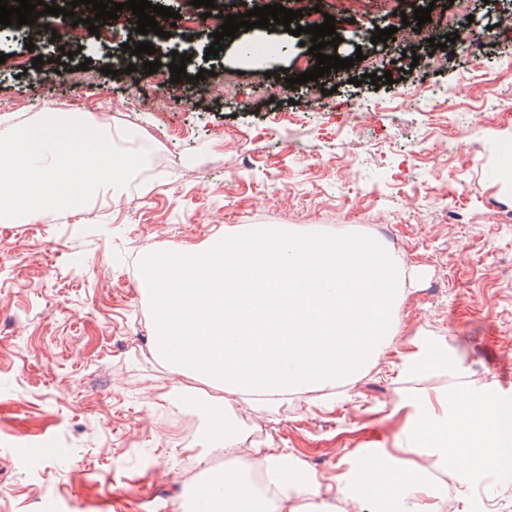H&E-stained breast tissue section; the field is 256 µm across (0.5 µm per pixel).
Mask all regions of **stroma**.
Masks as SVG:
<instances>
[{
  "label": "stroma",
  "mask_w": 512,
  "mask_h": 512,
  "mask_svg": "<svg viewBox=\"0 0 512 512\" xmlns=\"http://www.w3.org/2000/svg\"><path fill=\"white\" fill-rule=\"evenodd\" d=\"M451 17L454 43L405 54L371 44L364 28L386 27L379 0L334 16L343 57L375 55L393 84L289 86L304 52L298 37L253 28L257 61L229 43L201 61L202 42L157 39L158 54L204 64L197 83L107 76L123 32L84 35L73 58L51 48L33 68L22 41L0 63V129L58 112L111 114L119 129L170 131L169 153L146 167L112 205L98 197L83 211H44L0 226V512H170L166 495L185 492L179 463L204 453L205 420L174 388L152 354L154 317L131 255L199 247L222 231L264 224L331 238L389 232L409 262L400 306L402 338L350 392L310 393L278 411L247 410L256 447L285 449L322 484L335 483L368 448L386 452L408 438L400 397L435 398L483 390L512 404V0H418ZM498 26L472 50L467 37ZM88 70H80L81 62ZM233 72L225 83L223 72ZM463 210L467 221L448 214ZM444 342L448 373L400 377L393 363L421 337ZM453 512H512V471L451 465Z\"/></svg>",
  "instance_id": "obj_1"
}]
</instances>
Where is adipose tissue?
Instances as JSON below:
<instances>
[{"mask_svg":"<svg viewBox=\"0 0 512 512\" xmlns=\"http://www.w3.org/2000/svg\"><path fill=\"white\" fill-rule=\"evenodd\" d=\"M142 277L156 318L154 349L174 375H196L224 392L207 407L206 445L235 457L233 468L203 482L205 512H267L245 479L258 466L278 489L277 512H324L320 484L281 448L242 451L238 418L288 396L335 388L379 359L399 334L403 260L382 244L330 239L277 225L233 237L216 233L202 248L146 255ZM443 344L426 340L403 357L400 374L449 369ZM410 466L396 456L362 453L336 496L349 512H431L447 494L434 470L501 464L508 430L494 403L476 393L439 404L405 399Z\"/></svg>","mask_w":512,"mask_h":512,"instance_id":"1","label":"adipose tissue"}]
</instances>
